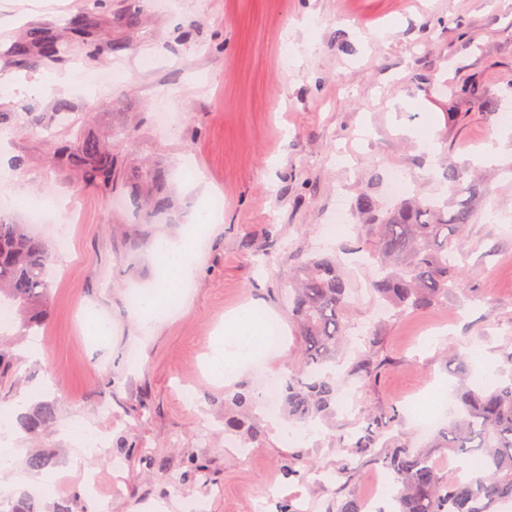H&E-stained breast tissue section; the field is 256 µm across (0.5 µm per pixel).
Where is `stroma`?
I'll use <instances>...</instances> for the list:
<instances>
[{"mask_svg":"<svg viewBox=\"0 0 512 512\" xmlns=\"http://www.w3.org/2000/svg\"><path fill=\"white\" fill-rule=\"evenodd\" d=\"M5 16L13 22L0 26V79L10 87L0 91V112L11 118L0 123V151L11 167L0 194H52L78 216L72 223L52 213L39 227L55 271L40 335L0 337L14 362L0 404L34 390L57 410L39 440L14 430L19 472L37 447L61 474L56 491L37 498L39 512L60 500L72 512H156L161 503L180 512L185 499L205 512H336L351 493L367 502L381 465L362 462L323 484L305 464L340 468L341 439L368 413L391 419L387 438L429 446L441 477L451 478L455 458L431 447L407 403L455 386L468 370L507 368L512 355V126L498 121L512 104V0H103L92 11L84 0H0ZM35 32L70 42L71 55L44 56ZM62 101L65 120L52 119ZM159 106L172 116L166 133L153 119ZM74 127L106 143L127 130L115 143L118 178L164 164L168 211L147 221L131 195L54 170L49 157ZM489 144L495 154L486 159ZM452 165L478 171L487 195L464 232L465 291L427 311L379 316L366 289L374 268L356 266L345 363L373 360L376 378L339 379L335 413L302 439L285 438L253 408L254 454L240 456L224 434V396L260 397L255 374L244 369L228 386L197 374L225 313L253 301L271 309L284 339L265 369L301 373L284 291L306 258L355 238L351 228L320 239L337 201L353 208L364 191L388 200L396 171L410 189L449 201L443 174ZM219 188L212 227L197 231L194 213L211 208ZM182 236L197 245L194 286L141 329L129 291L158 285L153 247ZM90 312L111 321V335L85 329ZM474 345L485 360L470 356ZM188 381L194 412L182 401ZM82 423L122 445L124 469L99 454L75 456ZM193 459L204 481L172 485ZM287 463L296 477L284 478Z\"/></svg>","mask_w":512,"mask_h":512,"instance_id":"obj_1","label":"stroma"}]
</instances>
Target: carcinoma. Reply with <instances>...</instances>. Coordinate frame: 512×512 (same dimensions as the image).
I'll list each match as a JSON object with an SVG mask.
<instances>
[{"mask_svg":"<svg viewBox=\"0 0 512 512\" xmlns=\"http://www.w3.org/2000/svg\"><path fill=\"white\" fill-rule=\"evenodd\" d=\"M53 168L74 173L104 190L112 189L116 162L112 147L78 131L51 156ZM446 178L456 196L448 209L430 197L398 199L382 204L361 193L355 209L361 228L371 241L377 272L370 293L396 314L424 310L448 300V293L464 289L465 270L451 260L461 249L462 232L474 216V201L483 195L479 182L466 169L448 167ZM166 172L151 167L136 174L132 194L146 217L165 213ZM50 250L31 225L0 215V301L15 311L11 326L31 336L40 327L49 301L52 279ZM351 288L341 259L312 256L289 283L288 313L302 336V375L291 374L281 389L283 407L294 423L315 422L336 405V378L327 364L336 361L349 342L347 310ZM458 409L447 425L435 433V447L470 464L444 481L430 455L409 443L391 445L383 456L375 453L388 422L370 415L367 427L354 442L343 445L352 456L370 457L383 464L395 489L398 512H503L512 504V372L501 371L486 383L456 388ZM239 415L224 422V432L235 434L244 426V413L252 405L249 393L230 399ZM57 419L51 403H43L18 417L31 435L53 426Z\"/></svg>","mask_w":512,"mask_h":512,"instance_id":"obj_1","label":"carcinoma"}]
</instances>
